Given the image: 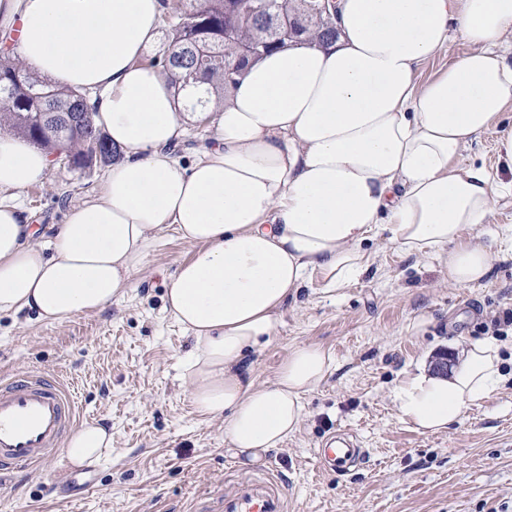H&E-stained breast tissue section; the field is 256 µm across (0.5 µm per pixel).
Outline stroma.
I'll list each match as a JSON object with an SVG mask.
<instances>
[{"instance_id":"obj_1","label":"stroma","mask_w":512,"mask_h":512,"mask_svg":"<svg viewBox=\"0 0 512 512\" xmlns=\"http://www.w3.org/2000/svg\"><path fill=\"white\" fill-rule=\"evenodd\" d=\"M499 128L463 153L499 180L512 168L497 151ZM91 176L52 164L43 184L0 200L23 206L42 238L64 223L68 205L99 189ZM488 236L464 238L490 248L482 283H449L444 262L409 256L379 235L368 242V273L338 295L303 289L281 316L277 335L252 353L251 376L273 382L292 348L317 345L334 368L305 397L298 431L266 452L286 476L293 512H512V333L498 337L505 381L482 405L437 433L400 422L393 390L407 372L439 363L483 339L490 311L512 308V194L498 198ZM194 247L167 232L131 279L127 292L100 312L62 321L0 314V379L52 373L73 387L87 422L112 433V454L95 463L97 483L67 484L65 456L0 476V512H192L222 489L229 468L251 473L224 439V422L192 408L183 364L192 340L164 310L169 278ZM350 431L365 461L337 477L319 472L323 439Z\"/></svg>"}]
</instances>
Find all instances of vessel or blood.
<instances>
[{"label": "vessel or blood", "mask_w": 512, "mask_h": 512, "mask_svg": "<svg viewBox=\"0 0 512 512\" xmlns=\"http://www.w3.org/2000/svg\"><path fill=\"white\" fill-rule=\"evenodd\" d=\"M80 423L74 395L59 378L24 373L0 381V471L27 469L54 459ZM365 455L345 436L329 438L315 453L319 470L344 474ZM289 483L273 465H263L219 492L214 512H288Z\"/></svg>", "instance_id": "obj_1"}]
</instances>
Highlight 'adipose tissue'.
I'll use <instances>...</instances> for the list:
<instances>
[{
    "label": "adipose tissue",
    "instance_id": "ef3b65f1",
    "mask_svg": "<svg viewBox=\"0 0 512 512\" xmlns=\"http://www.w3.org/2000/svg\"><path fill=\"white\" fill-rule=\"evenodd\" d=\"M336 10L334 39L286 42L250 62L219 106L193 112L190 88L142 61L161 0H0V36H15L16 56L89 93L95 124L123 152L46 247L33 245L26 211L0 201V313L54 322L104 310L174 231L195 248L164 298L194 343L191 404L223 419L225 441L252 461L298 431L306 394L333 366L323 348L300 345L273 382L249 373L248 356L276 336L301 288L349 287L382 233L444 260L457 286L492 266L463 233L488 223L506 185L462 153L512 102V0H337ZM455 31L469 51L419 82ZM192 122L210 143L186 163L174 150ZM50 164L0 132V192L43 184ZM503 379L496 340H478L448 373L407 375L393 401L401 422L436 433ZM111 453L95 423L65 450L76 466Z\"/></svg>",
    "mask_w": 512,
    "mask_h": 512
}]
</instances>
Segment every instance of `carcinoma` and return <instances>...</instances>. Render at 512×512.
Wrapping results in <instances>:
<instances>
[{"label":"carcinoma","mask_w":512,"mask_h":512,"mask_svg":"<svg viewBox=\"0 0 512 512\" xmlns=\"http://www.w3.org/2000/svg\"><path fill=\"white\" fill-rule=\"evenodd\" d=\"M236 5L237 0H188L170 25L163 53L150 59L149 65L179 72L184 86L195 89L193 112L205 105L209 94L198 89V83L208 82L218 96L234 83L230 72L238 74L248 63L239 55L241 45H258L262 53L281 46L275 41L274 29L232 20ZM254 6L279 17L299 19L302 40L327 36V22L317 10V0H254ZM226 26L233 29L228 38L224 37ZM87 99L88 94L78 90L49 86L10 53L0 55V127L29 139L55 158L62 157L67 168L80 172L109 165L119 156L112 141L94 125ZM45 112H79L86 119L62 145L49 135Z\"/></svg>","instance_id":"cac0c4a2"}]
</instances>
